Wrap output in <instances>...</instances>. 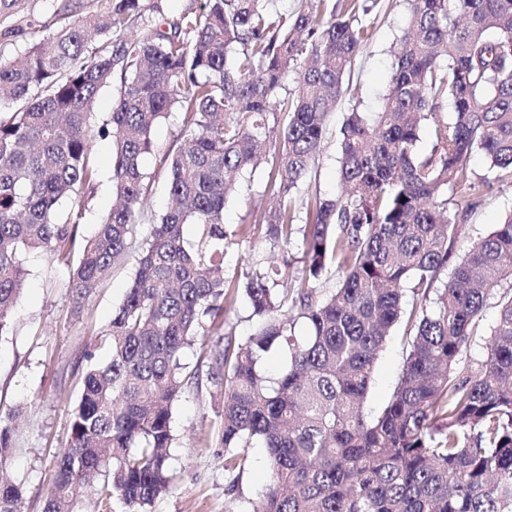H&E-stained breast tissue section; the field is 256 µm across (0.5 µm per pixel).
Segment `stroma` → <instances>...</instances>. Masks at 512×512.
<instances>
[{
  "label": "stroma",
  "mask_w": 512,
  "mask_h": 512,
  "mask_svg": "<svg viewBox=\"0 0 512 512\" xmlns=\"http://www.w3.org/2000/svg\"><path fill=\"white\" fill-rule=\"evenodd\" d=\"M407 8L406 0H380L366 17L368 41L350 73L352 84L360 90V101L355 105L340 101L330 115L329 134L310 176L301 186L302 194L317 192L333 197L339 193L340 129L351 108L379 111L395 64L392 50L407 26ZM180 123V111L172 110L153 131V152L142 159L148 171L158 174L150 201L158 213L167 207V179L158 173L159 156L172 148L173 134ZM94 157L100 179L78 197L86 208V222L80 227L85 236L94 230L113 202L111 141H97ZM268 174V167L257 168L225 206L227 227L249 224L254 229L250 245L229 249V271L270 258L265 227L258 215L259 208L269 202ZM511 211L512 187L496 186L483 192L469 213L466 234L458 243L459 252H466L474 240L488 233ZM21 259L28 271L25 289L12 317V331L0 339V418L16 419L18 429L14 448L0 460V475L22 483V512H41L54 478V460L68 445L70 412L82 385L84 356L99 347V333L108 327L113 309L129 286L133 267L128 264L114 269L94 290L81 313L75 315L66 288L68 270L39 252L23 253ZM404 341L402 330H395L380 354L365 412L377 410L393 392L405 355ZM220 409L219 396L206 386L197 393L185 392L176 402L170 462L172 487L155 501L151 512H241L244 501L258 500L264 493L268 465L263 449L253 448L235 493L227 494L223 453L201 444Z\"/></svg>",
  "instance_id": "stroma-1"
}]
</instances>
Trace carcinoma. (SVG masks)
<instances>
[{"label":"carcinoma","instance_id":"1","mask_svg":"<svg viewBox=\"0 0 512 512\" xmlns=\"http://www.w3.org/2000/svg\"><path fill=\"white\" fill-rule=\"evenodd\" d=\"M38 2L68 23L36 36ZM144 2L0 0V107L10 106L0 111V339L27 275L21 250L68 268L75 315L97 282L136 261L101 341L107 359L86 354L43 512H72L78 487L102 512L115 497L147 512L171 489L174 405L204 380L223 396L209 445L224 449L228 491L246 449L267 452L268 487L245 512H512V291L496 299L485 356L459 369L492 291L512 281V214L459 255L468 207L448 211L450 196L512 184V0H407L381 109L353 108L342 125L335 197L300 186L328 115L356 95L347 76L368 38V0L291 14L279 0H203L174 22L147 16ZM104 87L112 112L93 125ZM449 102L453 118L436 119ZM174 107L183 120L160 158L170 205L158 214L141 158ZM99 138L112 141L115 202L85 238L82 207L61 203L98 181ZM476 149L483 175L468 168ZM264 163L275 202L260 220L283 266L301 235L289 288L277 266L227 274L228 249L251 240L252 225L226 229L224 206ZM137 224L151 225L140 239ZM331 267L336 288L321 294ZM240 289L258 318L243 342L224 332ZM397 325L407 342L397 384L366 415ZM197 344L195 364L183 362ZM269 352L283 360L274 377L259 367ZM14 444L0 419V456ZM21 499L20 484L0 482V512H21Z\"/></svg>","mask_w":512,"mask_h":512}]
</instances>
